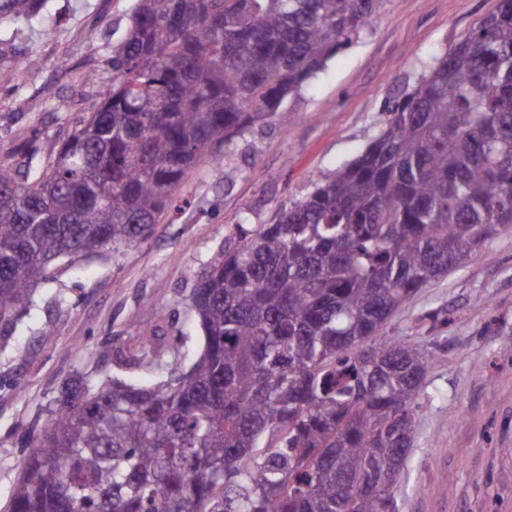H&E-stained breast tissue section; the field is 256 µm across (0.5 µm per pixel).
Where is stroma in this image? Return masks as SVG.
I'll use <instances>...</instances> for the list:
<instances>
[{
  "label": "stroma",
  "mask_w": 512,
  "mask_h": 512,
  "mask_svg": "<svg viewBox=\"0 0 512 512\" xmlns=\"http://www.w3.org/2000/svg\"><path fill=\"white\" fill-rule=\"evenodd\" d=\"M498 0H383L371 25L290 96L288 124L273 119L200 162L153 234L92 256L65 258L0 337V512L59 391L78 374L111 366L101 355L135 328L164 320L189 367L202 337L189 295L232 238L240 217L273 223L313 181L333 175L378 133L386 110L410 92ZM131 0H51L49 22L19 33L36 59L24 78L0 64V165L33 146L54 153L108 89L110 48ZM236 170L225 180V170ZM388 338L436 351L419 396L415 442L396 488L398 512H512V231L495 235L462 267L403 305Z\"/></svg>",
  "instance_id": "stroma-1"
}]
</instances>
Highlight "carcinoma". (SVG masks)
<instances>
[{
    "mask_svg": "<svg viewBox=\"0 0 512 512\" xmlns=\"http://www.w3.org/2000/svg\"><path fill=\"white\" fill-rule=\"evenodd\" d=\"M49 0H0V62ZM382 0H133L112 84L55 153L0 166V333L52 266L148 236L200 161L279 116ZM512 230V0L389 110L361 154L274 223L237 224L191 291L204 348L155 330L65 386L8 512H397L435 352L392 315Z\"/></svg>",
    "mask_w": 512,
    "mask_h": 512,
    "instance_id": "carcinoma-1",
    "label": "carcinoma"
}]
</instances>
